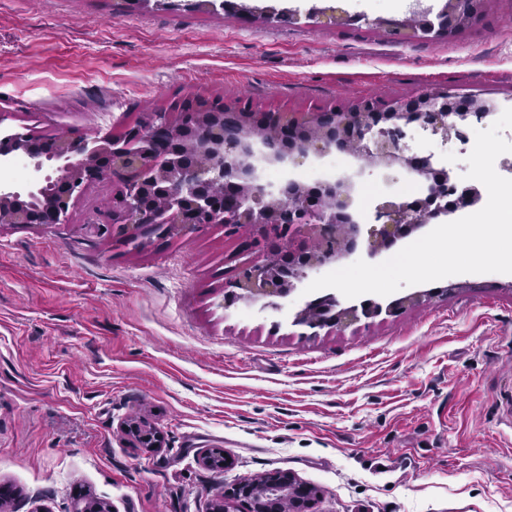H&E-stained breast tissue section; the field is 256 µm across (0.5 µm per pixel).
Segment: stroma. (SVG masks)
<instances>
[{
    "label": "stroma",
    "mask_w": 512,
    "mask_h": 512,
    "mask_svg": "<svg viewBox=\"0 0 512 512\" xmlns=\"http://www.w3.org/2000/svg\"><path fill=\"white\" fill-rule=\"evenodd\" d=\"M0 0V124L91 139L198 96L311 112L445 89L512 105V0L470 29L402 42L380 23L443 0ZM355 17L330 22L333 9ZM274 179L348 182L362 231L424 180L331 151ZM116 187L67 222L0 228V512H211L275 470L313 512H512V274L427 283L432 299L310 333L302 290L278 312L224 303L251 228L134 251L94 232ZM147 419L159 449L120 425ZM219 448L233 464L209 470ZM271 485L279 488H288L294 494L293 512H310L315 498L319 494L313 487L299 481L289 472H275L271 474ZM250 495V490L240 484H236L217 499L213 512H236L237 501H244Z\"/></svg>",
    "instance_id": "stroma-1"
}]
</instances>
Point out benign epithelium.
Masks as SVG:
<instances>
[{
  "label": "benign epithelium",
  "instance_id": "obj_1",
  "mask_svg": "<svg viewBox=\"0 0 512 512\" xmlns=\"http://www.w3.org/2000/svg\"><path fill=\"white\" fill-rule=\"evenodd\" d=\"M480 0H445L435 19L429 12L394 22L390 27L436 29L457 32L463 23L475 22ZM177 103L168 112H156L152 121L128 126L122 133H111L93 139L65 135L52 149L35 148L29 136L12 135L18 150L27 158L33 176H38L46 161L58 163L59 175L52 181L55 197L50 213L43 208L19 200L11 185L0 183V226L17 225L31 228L47 227L63 222L76 199L69 187L85 188L110 179L122 183L117 193L119 206L112 207V236L135 248L144 246L152 237L177 239L209 224H222L228 230L241 226L253 228L256 239L272 243L280 255V265L295 267L297 275L285 281L276 268L267 262L244 261L243 276L224 283L230 300L247 297L254 301L287 296L309 272L320 269L338 257L350 254L357 247L359 224L349 212L348 185L343 181L318 185L311 193L294 180L283 183L264 182L254 163L252 134L262 129L265 158L282 162L287 158H305L311 152L336 150L368 157L376 164H400L422 178L426 195L414 202L386 199L375 208V225L370 229V253L402 239L412 231L426 226L443 214L448 193L457 194L456 205L464 206L479 196L469 186L458 189L451 174L438 173L431 157L408 154L406 128L415 125L426 136L448 143L461 138L463 127L483 120L493 109L487 99L460 96L446 89L425 93L417 98L398 102L390 108L362 100L345 110L313 112H239L233 134L223 138L210 129L223 122L218 112L182 110ZM196 124L188 148L200 158L180 166L176 156H158L151 136L173 133L177 147H182L181 125ZM233 180L238 205L224 207L221 196L213 193L200 197L205 186ZM178 184L180 193L171 205L157 209L151 203L156 190L170 191ZM379 307L341 308L328 323L316 326H346L360 317L380 315ZM125 435L141 448L161 447L162 437L144 420H130L122 425ZM200 463L208 468L228 467L223 450L213 448L202 453ZM271 485L285 487L294 494L293 512H311L318 493L289 472L271 474ZM250 490L236 484L224 491L214 504L213 512H236L237 502L247 499Z\"/></svg>",
  "mask_w": 512,
  "mask_h": 512
}]
</instances>
